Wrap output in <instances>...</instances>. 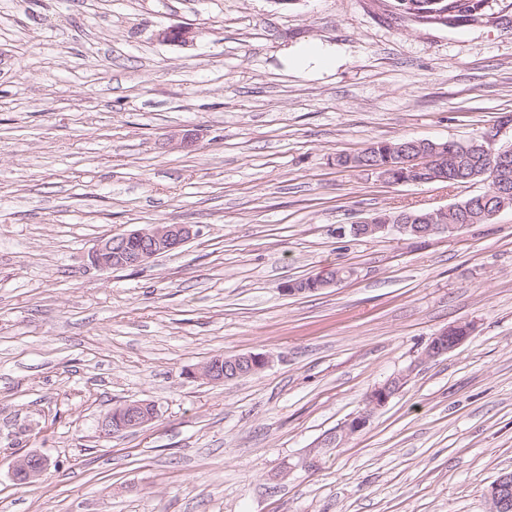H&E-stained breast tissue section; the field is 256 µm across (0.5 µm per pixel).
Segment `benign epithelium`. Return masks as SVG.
Here are the masks:
<instances>
[{"label": "benign epithelium", "mask_w": 512, "mask_h": 512, "mask_svg": "<svg viewBox=\"0 0 512 512\" xmlns=\"http://www.w3.org/2000/svg\"><path fill=\"white\" fill-rule=\"evenodd\" d=\"M193 28L177 25L159 32L165 42L187 44L194 40ZM448 144L426 141L425 145L413 144L402 149V162L394 170L375 162L363 166L376 174L384 183L391 185L426 184L448 181ZM492 179L499 187L512 186V162L505 151H499L497 167L492 169ZM461 230L451 223L450 209H420L392 217H369L342 226L339 234L375 236L386 231H396L412 240H424L439 236H451ZM199 234L193 224H148L142 228L113 233L101 237L91 252V263L102 270H120L142 267L157 257L179 250ZM472 326L457 324L436 333L427 345L424 356L439 358L459 347L470 335ZM269 357L263 354H238L231 357L210 359L196 368V374L210 382H224L264 370ZM407 375L394 376L375 387L366 398V406L352 416L328 438L335 443L353 433L365 429L374 412L387 404L389 399L404 385ZM155 418L152 404L146 401H130L116 408L113 415L100 420L102 433L112 435L122 431H135L149 425ZM53 465L50 457L30 452L18 457L12 465L11 476L20 485L40 479ZM488 512H512V474L499 477L487 491Z\"/></svg>", "instance_id": "obj_1"}]
</instances>
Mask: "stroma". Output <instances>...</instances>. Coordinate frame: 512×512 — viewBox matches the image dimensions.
Returning <instances> with one entry per match:
<instances>
[{"instance_id": "stroma-1", "label": "stroma", "mask_w": 512, "mask_h": 512, "mask_svg": "<svg viewBox=\"0 0 512 512\" xmlns=\"http://www.w3.org/2000/svg\"><path fill=\"white\" fill-rule=\"evenodd\" d=\"M172 25L194 42L160 40ZM309 41L343 64L289 69ZM488 133L512 146V0L443 23L396 0H0V512H488L512 472V210L426 241L341 237L487 185L336 165L374 141ZM147 224L199 234L144 267L92 265L100 237ZM339 267L354 277L283 291ZM246 353L268 367L191 375ZM402 372L367 428L328 444ZM135 400L149 426L101 433ZM33 450L53 467L14 484ZM471 330L470 324H457L439 331L427 345L425 358L436 359L453 351L468 338ZM221 356V355H217ZM217 356H213L217 357ZM269 365V357L263 354H238L219 357L203 362L196 368L200 378L210 382L223 383L264 370Z\"/></svg>"}]
</instances>
